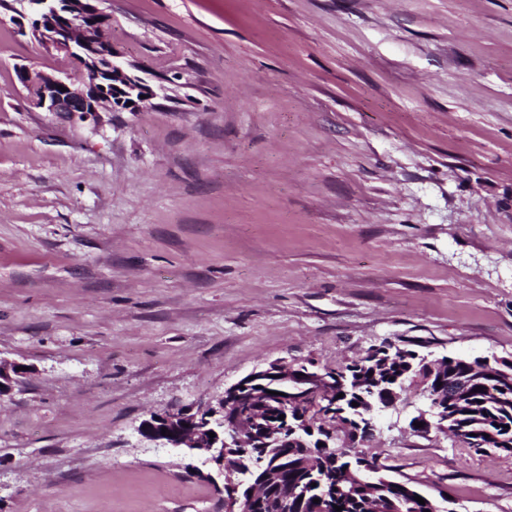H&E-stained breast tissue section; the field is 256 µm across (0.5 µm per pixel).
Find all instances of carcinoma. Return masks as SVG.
<instances>
[{
  "mask_svg": "<svg viewBox=\"0 0 512 512\" xmlns=\"http://www.w3.org/2000/svg\"><path fill=\"white\" fill-rule=\"evenodd\" d=\"M512 374V364H498L485 359L451 358L446 367V385L453 394L448 399L447 414L424 422L416 433L431 428L446 430L456 439L477 451L512 453V381L498 376ZM481 390H476V387ZM412 387L420 389L428 403H435L439 389L437 379H428L423 358L402 351L391 354V365L382 372L376 354L347 363L336 372L331 385L319 393L322 407L318 410L320 424L335 430L338 443L333 448L288 447V454L271 453L257 456L260 467L251 476L258 477L265 469L279 471L290 484L300 483L308 490L304 512H378L386 499L401 495L409 501L405 512H423L414 500L420 495L411 482H399L378 476H365L368 469L381 466L373 457L354 447L355 432L371 416V409L385 406L392 393L402 394ZM358 406H352V403ZM320 502L315 503L313 499ZM341 510H335V507Z\"/></svg>",
  "mask_w": 512,
  "mask_h": 512,
  "instance_id": "cac0c4a2",
  "label": "carcinoma"
}]
</instances>
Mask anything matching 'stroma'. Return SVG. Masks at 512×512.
<instances>
[{
	"label": "stroma",
	"instance_id": "1",
	"mask_svg": "<svg viewBox=\"0 0 512 512\" xmlns=\"http://www.w3.org/2000/svg\"><path fill=\"white\" fill-rule=\"evenodd\" d=\"M0 0V512H224L137 432L277 361L512 360V0H100L140 111L34 108L70 70ZM366 454L512 512V454L410 421Z\"/></svg>",
	"mask_w": 512,
	"mask_h": 512
}]
</instances>
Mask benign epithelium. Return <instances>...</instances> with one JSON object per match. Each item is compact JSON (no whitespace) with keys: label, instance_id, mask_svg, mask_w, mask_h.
I'll list each match as a JSON object with an SVG mask.
<instances>
[{"label":"benign epithelium","instance_id":"7a95c632","mask_svg":"<svg viewBox=\"0 0 512 512\" xmlns=\"http://www.w3.org/2000/svg\"><path fill=\"white\" fill-rule=\"evenodd\" d=\"M24 4L21 15L30 22L31 35L42 41L47 52H62L71 61L72 71L62 76L48 74L33 68L21 69L22 86L27 91L30 104L45 112L96 114L113 109L115 102L126 100L139 105L141 99L154 95L138 76L128 72L122 53L112 42V19L102 12L94 0H19ZM27 371L18 369V363L0 358V389L13 387ZM329 382L325 373L305 365L277 362L269 368L253 372L227 388L219 406L200 407L196 412L177 410L154 415L142 421L139 434L164 447L183 448L192 454L208 453L206 461L217 465L218 472L248 473V469L226 465L228 449L244 448L243 433L255 432L263 424L262 435L252 444L257 448H281L289 437L304 442L307 435L315 433L309 423V414L292 413L293 390L305 391V386ZM282 387L278 403L272 412L257 417L245 409L239 418L229 424L224 420V407L247 392H261L272 386ZM284 419H279V416ZM167 429L168 435L161 434ZM215 437H209V433ZM278 481L274 472H267L259 483L248 486L244 496H238L239 485L227 479L224 497L225 512H242V498L259 507L256 499L258 485L267 486ZM280 507L285 510L306 500L307 492L296 486L279 485Z\"/></svg>","mask_w":512,"mask_h":512}]
</instances>
